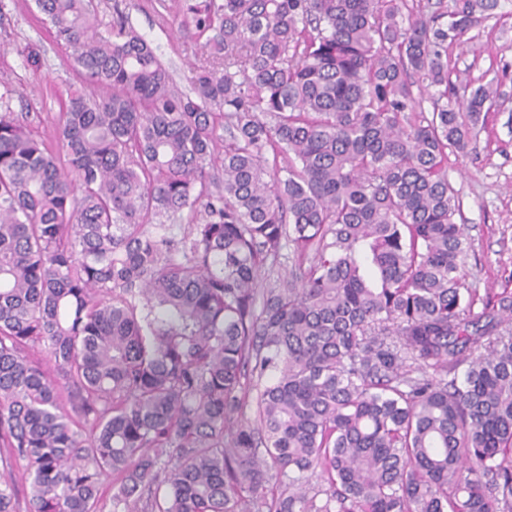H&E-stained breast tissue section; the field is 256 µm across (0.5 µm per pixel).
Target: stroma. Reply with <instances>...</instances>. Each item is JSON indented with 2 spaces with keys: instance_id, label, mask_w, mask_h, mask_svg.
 I'll list each match as a JSON object with an SVG mask.
<instances>
[{
  "instance_id": "35a3bbf8",
  "label": "stroma",
  "mask_w": 512,
  "mask_h": 512,
  "mask_svg": "<svg viewBox=\"0 0 512 512\" xmlns=\"http://www.w3.org/2000/svg\"><path fill=\"white\" fill-rule=\"evenodd\" d=\"M130 20L166 64L176 86L189 90L200 54L193 31L180 29L177 0H119ZM464 47L454 49L450 87L456 96L493 85L500 98L486 112L478 148L451 160L448 179L460 200L456 223L465 227L467 287L478 297L512 292V0L481 15ZM93 94L71 69L62 45L43 24L33 0H0V99L26 113L34 131L52 138L74 92Z\"/></svg>"
}]
</instances>
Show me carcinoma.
Wrapping results in <instances>:
<instances>
[{"mask_svg":"<svg viewBox=\"0 0 512 512\" xmlns=\"http://www.w3.org/2000/svg\"><path fill=\"white\" fill-rule=\"evenodd\" d=\"M34 3L97 93L54 147L0 104V512H512V293L475 311L448 182L498 0H178L188 93Z\"/></svg>","mask_w":512,"mask_h":512,"instance_id":"1","label":"carcinoma"}]
</instances>
